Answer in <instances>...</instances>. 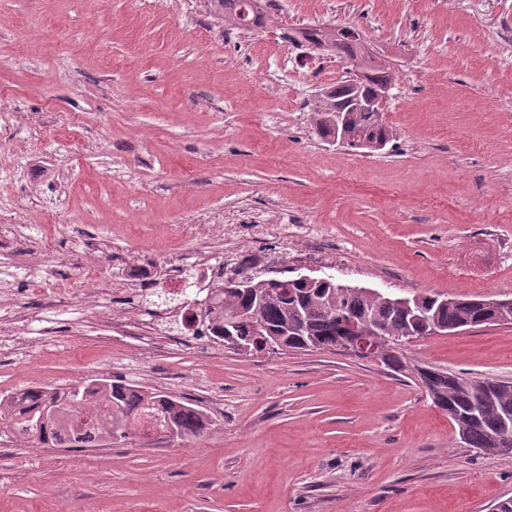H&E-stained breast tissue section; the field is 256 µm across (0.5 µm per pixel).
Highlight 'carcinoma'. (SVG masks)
I'll use <instances>...</instances> for the list:
<instances>
[{"instance_id":"obj_1","label":"carcinoma","mask_w":512,"mask_h":512,"mask_svg":"<svg viewBox=\"0 0 512 512\" xmlns=\"http://www.w3.org/2000/svg\"><path fill=\"white\" fill-rule=\"evenodd\" d=\"M210 17L221 24L246 19L262 0H204ZM319 38L310 45L331 55L359 61L366 73L364 92L374 94L391 86L394 79L389 64L374 58L359 32L351 27H318ZM350 78L338 81L318 97L316 130L328 142L336 139V112L346 99L344 90ZM345 144L358 149L376 150L378 144L394 139L393 129L383 120V112L351 108L345 112ZM205 321L218 341L230 319L244 318L233 329L243 343L257 342L251 322L261 325V335L276 336L283 352L301 351L314 346L320 351H334L343 336H365L380 353L388 367L418 380L422 370L432 372L429 397L448 414L454 429L466 435V444L483 452H500L499 439L512 436V382L491 378L466 377L454 372L426 367L409 361L402 353L401 341L410 336L429 335L438 323L448 332L494 325L504 304L483 295L444 296L418 294L408 307L392 303L395 294L387 292H352L339 282L305 283L285 279H249L246 287L221 282ZM60 415L49 432L35 434L34 422L47 404ZM173 423L181 440L197 439L211 426L200 409L179 398L143 390L115 379L104 386L89 382L74 388H30L0 398V434L21 432L27 438L56 448H87L94 443L127 439L136 420Z\"/></svg>"}]
</instances>
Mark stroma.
Here are the masks:
<instances>
[{"label": "stroma", "instance_id": "stroma-1", "mask_svg": "<svg viewBox=\"0 0 512 512\" xmlns=\"http://www.w3.org/2000/svg\"><path fill=\"white\" fill-rule=\"evenodd\" d=\"M226 60L198 0H0V394L120 378L203 410L192 441H29L0 460V512H494L512 455L476 452L380 360L202 346L180 312L199 260L412 296L512 299V0H272ZM354 26L395 80L384 149L316 133L341 58L289 64L283 31ZM278 71L281 81L265 80ZM153 260L149 271L139 257ZM99 266L96 292L52 284ZM177 315L102 331L127 288ZM412 361L512 381V325L428 336Z\"/></svg>", "mask_w": 512, "mask_h": 512}]
</instances>
